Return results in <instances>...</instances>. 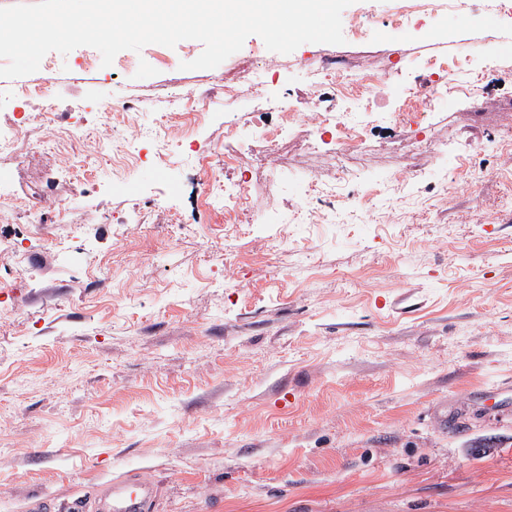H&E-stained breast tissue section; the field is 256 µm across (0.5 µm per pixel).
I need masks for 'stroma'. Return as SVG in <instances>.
<instances>
[{"label": "stroma", "instance_id": "obj_1", "mask_svg": "<svg viewBox=\"0 0 512 512\" xmlns=\"http://www.w3.org/2000/svg\"><path fill=\"white\" fill-rule=\"evenodd\" d=\"M342 25L289 54L249 36L213 69H181L196 40L46 55L59 99L140 100L112 126L143 137L128 159L62 142L79 183L60 154L31 168L41 125L0 155L6 194L63 202L0 222L23 242L0 251V512L128 478L150 512H512V0H355ZM255 50L256 86L171 110ZM324 55L391 71L375 105L324 88L363 130L346 155L280 110H308ZM434 60L456 90L405 113ZM198 145L251 179L250 223L206 198Z\"/></svg>", "mask_w": 512, "mask_h": 512}]
</instances>
